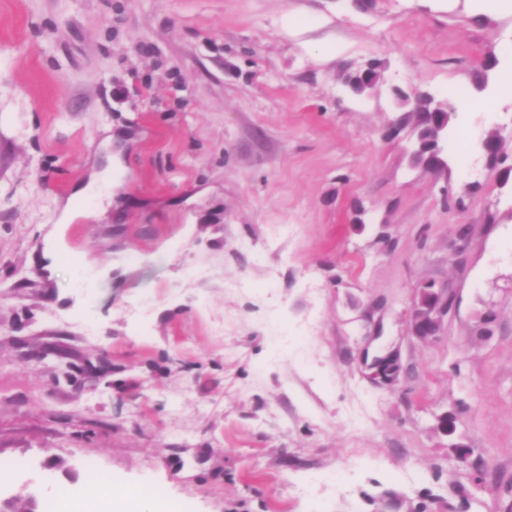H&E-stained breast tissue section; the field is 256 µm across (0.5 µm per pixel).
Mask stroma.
Returning <instances> with one entry per match:
<instances>
[{
  "instance_id": "obj_1",
  "label": "stroma",
  "mask_w": 512,
  "mask_h": 512,
  "mask_svg": "<svg viewBox=\"0 0 512 512\" xmlns=\"http://www.w3.org/2000/svg\"><path fill=\"white\" fill-rule=\"evenodd\" d=\"M510 43L512 0H0V495L512 512ZM452 90L429 168L399 96ZM420 304L412 319L413 332L420 338L435 336L448 315V296L442 288H422Z\"/></svg>"
}]
</instances>
